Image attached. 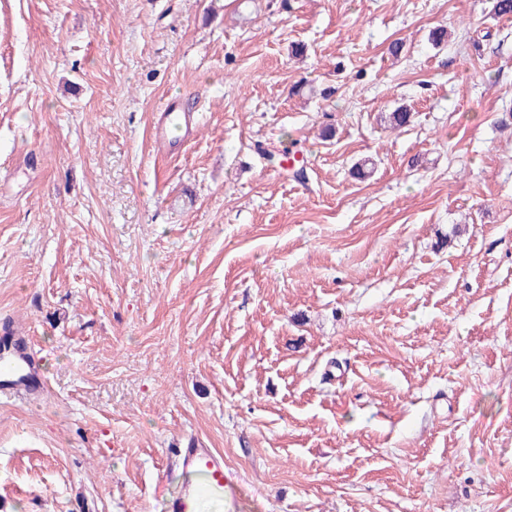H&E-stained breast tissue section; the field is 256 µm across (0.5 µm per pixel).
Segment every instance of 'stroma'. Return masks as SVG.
Segmentation results:
<instances>
[{
    "mask_svg": "<svg viewBox=\"0 0 512 512\" xmlns=\"http://www.w3.org/2000/svg\"><path fill=\"white\" fill-rule=\"evenodd\" d=\"M492 6L0 0V320L47 381L0 399V512H160L191 440L206 512H512ZM159 112L162 113V121L155 129V140L162 149H168L171 146L169 141L170 128L173 125H182L189 131L192 127L194 117L191 112L177 111L169 103L163 104ZM173 454L184 481L178 491L166 499L165 512H200L201 505L210 500L224 504L226 477L222 454L203 448L195 441L175 448Z\"/></svg>",
    "mask_w": 512,
    "mask_h": 512,
    "instance_id": "1",
    "label": "stroma"
}]
</instances>
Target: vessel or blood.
<instances>
[{"label":"vessel or blood","instance_id":"1","mask_svg":"<svg viewBox=\"0 0 512 512\" xmlns=\"http://www.w3.org/2000/svg\"><path fill=\"white\" fill-rule=\"evenodd\" d=\"M160 111L162 120L155 129V140L165 149L170 145L171 126L191 127L194 117L167 103ZM31 341L22 326L8 320L0 322V396L31 399L42 391L45 376L31 351ZM174 456L184 480L166 499L165 512H200L204 502L223 500L226 477L222 454L191 441L175 449Z\"/></svg>","mask_w":512,"mask_h":512}]
</instances>
